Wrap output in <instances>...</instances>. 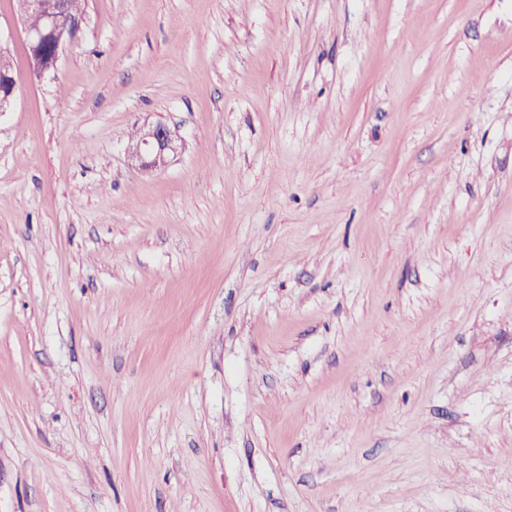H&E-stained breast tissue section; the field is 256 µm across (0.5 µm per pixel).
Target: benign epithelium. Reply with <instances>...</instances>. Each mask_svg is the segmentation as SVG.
<instances>
[{"instance_id": "benign-epithelium-1", "label": "benign epithelium", "mask_w": 512, "mask_h": 512, "mask_svg": "<svg viewBox=\"0 0 512 512\" xmlns=\"http://www.w3.org/2000/svg\"><path fill=\"white\" fill-rule=\"evenodd\" d=\"M21 18L30 13L41 17L40 25L24 26L31 69L39 78L49 77L58 68L64 48L79 38L85 15L72 10L69 0H21ZM10 64L0 67V115L6 112L17 96V85ZM181 137L176 129L157 122L139 130L137 138L126 149L132 166L153 172L164 168L179 148Z\"/></svg>"}]
</instances>
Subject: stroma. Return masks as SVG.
<instances>
[{
	"instance_id": "stroma-1",
	"label": "stroma",
	"mask_w": 512,
	"mask_h": 512,
	"mask_svg": "<svg viewBox=\"0 0 512 512\" xmlns=\"http://www.w3.org/2000/svg\"><path fill=\"white\" fill-rule=\"evenodd\" d=\"M85 17L0 0V512H512V0ZM70 0H23L19 12L25 23L24 33L31 69L38 78L49 77L58 68L64 48L79 38L85 15L72 10ZM40 23V25H39ZM38 25V26H37ZM37 26V27H34ZM1 55L7 56V63L0 69V115L10 108L17 96V85L13 73L9 71L11 65L8 57V49L0 42ZM180 141L177 130L166 123L143 126L137 138L127 146V159L143 172L157 171L168 164L171 154L177 152Z\"/></svg>"
}]
</instances>
